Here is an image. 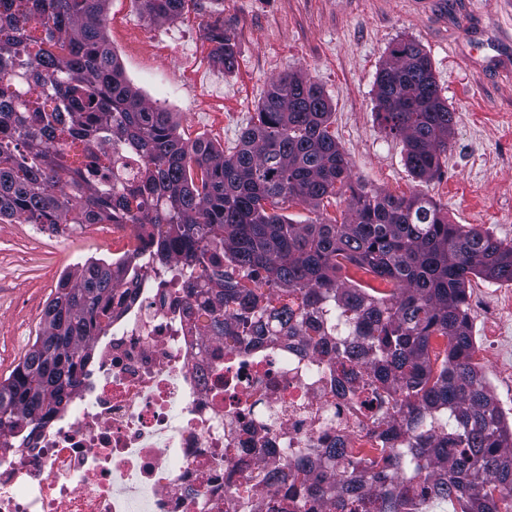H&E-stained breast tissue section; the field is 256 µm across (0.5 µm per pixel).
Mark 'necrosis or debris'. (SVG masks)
I'll return each instance as SVG.
<instances>
[{"label": "necrosis or debris", "instance_id": "1", "mask_svg": "<svg viewBox=\"0 0 512 512\" xmlns=\"http://www.w3.org/2000/svg\"><path fill=\"white\" fill-rule=\"evenodd\" d=\"M140 272L71 390L72 413L0 448V512H269L259 468L312 473L330 444L374 456L377 417L360 381L339 386L328 356L297 338L213 341L188 270L159 273L136 240ZM251 487L249 500L234 488Z\"/></svg>", "mask_w": 512, "mask_h": 512}]
</instances>
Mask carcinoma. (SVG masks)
Segmentation results:
<instances>
[{
	"instance_id": "carcinoma-1",
	"label": "carcinoma",
	"mask_w": 512,
	"mask_h": 512,
	"mask_svg": "<svg viewBox=\"0 0 512 512\" xmlns=\"http://www.w3.org/2000/svg\"><path fill=\"white\" fill-rule=\"evenodd\" d=\"M153 23L188 0H136ZM109 0H0V222L152 226L155 265L193 272L206 336H297L357 362L376 397L393 395L406 431L381 429L378 457L328 449L331 472L268 466L258 481L278 512L330 500L328 512H504L512 498V425L473 362L471 277L512 282V244L448 221L422 193L393 195L353 180L328 130L330 103L306 75L272 82L257 121L231 153L185 140L172 113L124 75L104 33ZM213 54L230 71L236 44L215 26ZM375 114L403 141L405 165L432 179L454 113L419 46L401 40L377 73ZM127 151L114 155L106 137ZM340 195L342 221L296 224ZM350 264L394 285L389 298L339 277ZM130 264L90 260L63 277L42 332L0 381V437L26 439L63 412ZM443 338L439 364L430 358ZM368 480L351 494L345 485Z\"/></svg>"
}]
</instances>
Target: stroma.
<instances>
[{
    "mask_svg": "<svg viewBox=\"0 0 512 512\" xmlns=\"http://www.w3.org/2000/svg\"><path fill=\"white\" fill-rule=\"evenodd\" d=\"M221 24L237 47L224 71L208 40ZM108 43L127 78L173 112L186 138L235 151L272 81L309 75L332 103L329 129L353 177L381 192L431 196L454 224L512 243V0H192L154 24L136 0H109ZM414 41L455 113L435 178L418 182L401 139L381 129L375 79L389 47ZM127 231L108 224L0 223V380L42 329L61 277L122 255ZM474 362L512 418V284L472 279Z\"/></svg>",
    "mask_w": 512,
    "mask_h": 512,
    "instance_id": "obj_1",
    "label": "stroma"
}]
</instances>
